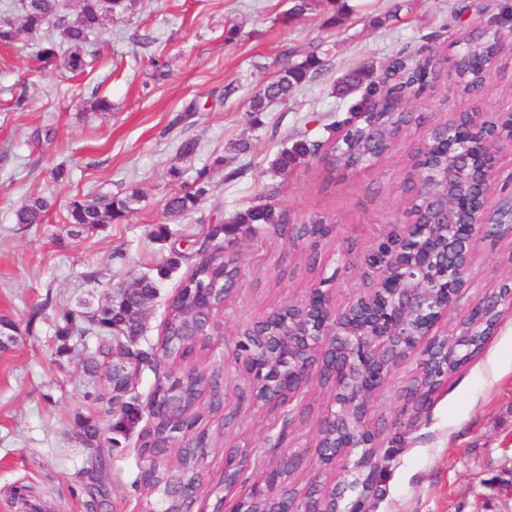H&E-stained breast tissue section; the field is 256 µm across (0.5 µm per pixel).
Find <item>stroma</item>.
<instances>
[{
  "label": "stroma",
  "instance_id": "1",
  "mask_svg": "<svg viewBox=\"0 0 512 512\" xmlns=\"http://www.w3.org/2000/svg\"><path fill=\"white\" fill-rule=\"evenodd\" d=\"M346 2L339 18L328 0L292 18V0H136L94 34L96 57L77 76L43 66L32 40L0 48V320L14 324L16 335L0 350V512H142L155 501L142 481L150 459L139 450V428L121 435L119 447L107 444L114 435L98 399L105 374L86 367L95 337L66 341L56 329L63 308L149 276L158 280V296L134 346H157L170 302L205 242L236 256L240 275L214 316L217 330L193 358L224 379L220 413L205 401L193 411L194 432L213 436L194 512L219 504L231 512L238 496L224 491V458L237 449L267 464L296 452L303 479H343L340 467L319 469L311 452L330 389L314 380L289 406H256L236 350L240 334L309 288L326 290L340 307L371 288L372 254L394 225L412 220L403 184L413 147L429 124L475 104L459 90L454 68L463 39L480 23L512 30V0ZM402 51L433 61L427 86L405 95L424 122L409 126L374 166L329 170L322 152L355 121L368 86ZM312 53L323 61L318 74L288 102L251 111V98L285 64ZM358 67L370 72L366 85L339 96L338 81ZM21 95L28 104L18 110ZM99 97L110 111L92 110ZM188 140L197 149L185 157ZM297 140L311 152L280 172L281 150ZM61 163L71 170L63 183L52 177ZM200 186L206 193L197 209L168 220L167 202ZM133 190L141 200L126 217L71 235L72 201ZM37 195L53 203L44 222L15 223L14 210ZM265 203L291 223L320 219L333 230L315 247L264 224L225 232L237 213ZM213 229L217 237L207 240ZM161 265L171 268L162 279ZM510 275L512 241L478 239L465 301ZM419 362L415 356L400 366L373 403L381 432L374 512H512V311H503L485 347L416 413L404 409L403 390ZM223 415L232 422L221 435ZM82 420L103 429L96 471L78 437Z\"/></svg>",
  "mask_w": 512,
  "mask_h": 512
}]
</instances>
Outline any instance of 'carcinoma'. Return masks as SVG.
<instances>
[{
    "label": "carcinoma",
    "mask_w": 512,
    "mask_h": 512,
    "mask_svg": "<svg viewBox=\"0 0 512 512\" xmlns=\"http://www.w3.org/2000/svg\"><path fill=\"white\" fill-rule=\"evenodd\" d=\"M19 2L20 15L15 17L9 14L6 16L8 23L0 25V46L10 47L24 35L36 38L43 32L53 31L58 40H50L39 48L37 58L50 65L61 57L64 69L76 76L86 70L87 58L93 55L88 50L90 36L111 24L115 14L132 9L135 0H110L108 7L104 6V0H77V9L72 16L67 13L62 0ZM484 44L482 35L477 33L468 37L459 50L460 70L465 76L466 87L472 90L481 88L485 80L482 71L471 64V60L483 52ZM322 66L323 61L314 53L299 63L285 65L276 79L264 88L263 93L253 98L252 111L263 112L268 102L288 100ZM430 70L432 61L429 58L416 62L408 56H399L387 64L381 82L390 90L401 91L422 80ZM364 77L365 74L357 69L347 72L337 86L338 93H349L363 82ZM308 153L310 148L306 143L294 142L291 149L284 151L278 158L279 169L288 170L298 158ZM203 194L204 188L199 187L172 197L166 205L167 217L176 219L196 209ZM139 199L136 190L124 196L98 195L91 199H78L68 209L67 223L87 228L110 224L131 212ZM50 208L49 199L43 196L30 197L16 209L15 223L40 224ZM235 223L268 224L275 227L285 223V215L269 204H260L239 214ZM156 297L155 280L142 277L137 283V289L130 294L113 288L99 298L95 305L84 301L75 309L63 311L61 324L58 325L57 335L65 339L72 336L82 338L88 333L97 336L98 345L93 356L89 357V371L94 372L105 366L107 378L114 379L115 394L106 400L105 409L106 415L117 417L112 425L114 431L124 432L127 426L138 420V414L126 399L132 373L145 365L155 369L161 361L171 358L185 360L194 352L197 342L186 335L187 326L201 299H207L215 308L224 302V257L208 255L184 280L170 304L160 347L133 350L118 342L121 336L131 342L141 335L144 314ZM219 386L220 375L213 373L207 377L195 371L181 386L182 400L188 406L199 400L205 391H218ZM167 425V417L159 416L151 427L140 433L142 452L155 456L165 451ZM79 438L88 448L98 447L99 426L90 421L81 423ZM178 456L181 464L180 484L184 487L198 486L202 481V472L196 465L193 450L183 448Z\"/></svg>",
    "instance_id": "cac0c4a2"
}]
</instances>
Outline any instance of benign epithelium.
I'll list each match as a JSON object with an SVG mask.
<instances>
[{
    "instance_id": "obj_1",
    "label": "benign epithelium",
    "mask_w": 512,
    "mask_h": 512,
    "mask_svg": "<svg viewBox=\"0 0 512 512\" xmlns=\"http://www.w3.org/2000/svg\"><path fill=\"white\" fill-rule=\"evenodd\" d=\"M381 105L379 101L359 115L368 147L355 170L380 157L376 144L396 137L373 119ZM505 146L512 149V101L494 112H462L431 125L415 149L410 175L411 205L421 221L395 225L389 241L372 256L371 266L379 270L374 286L343 308L333 305L328 292L310 288L302 299L280 305L241 333L255 404L285 406L313 376L327 378L332 404L313 452L326 466L343 462L345 477L320 498L298 491L290 495L283 487L294 454L286 453L261 469L260 481L234 512H366L379 477V432L370 413L394 371L419 349L430 360L417 377L432 378L431 387L404 393L406 404L419 412L444 383L431 367L446 355L448 339L465 337L455 352L462 364L476 351L471 341H487L503 309L512 310V289L498 287L468 304L455 333L443 329L448 312L458 307L469 287L474 241L482 235L512 239V191L494 208L488 206ZM179 381L178 376L170 382L164 403L153 410L170 412L179 405ZM251 465L247 451L227 458L224 488L233 490ZM153 472L144 473V483L162 502H171L174 490L154 484Z\"/></svg>"
}]
</instances>
